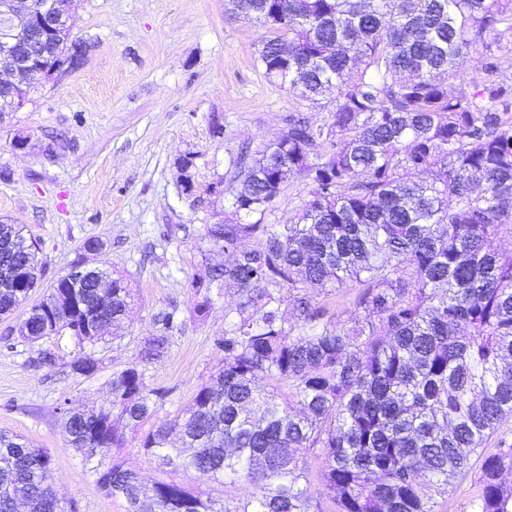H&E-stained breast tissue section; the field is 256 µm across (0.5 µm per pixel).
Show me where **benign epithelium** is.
<instances>
[{
	"instance_id": "1",
	"label": "benign epithelium",
	"mask_w": 512,
	"mask_h": 512,
	"mask_svg": "<svg viewBox=\"0 0 512 512\" xmlns=\"http://www.w3.org/2000/svg\"><path fill=\"white\" fill-rule=\"evenodd\" d=\"M19 0H0V67L5 68L10 85L33 87L59 72V68L35 65L20 52V45L37 41L47 46L49 56H67L72 52L73 29L70 10L65 0H27L24 8Z\"/></svg>"
}]
</instances>
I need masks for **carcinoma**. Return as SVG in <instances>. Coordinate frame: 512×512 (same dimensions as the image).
<instances>
[{
    "instance_id": "cac0c4a2",
    "label": "carcinoma",
    "mask_w": 512,
    "mask_h": 512,
    "mask_svg": "<svg viewBox=\"0 0 512 512\" xmlns=\"http://www.w3.org/2000/svg\"><path fill=\"white\" fill-rule=\"evenodd\" d=\"M228 2L276 33L258 51L268 76L299 100L334 95L331 122L289 119L224 188L232 216L204 226L206 252L231 260L189 282L193 311L209 313L216 281L240 296L217 340L224 366L147 429L165 393L140 366L170 341L149 337L109 404L67 412L70 444L86 461L101 449L91 472L124 512H325V500L330 512H436L434 492L512 415V250L499 245L512 223V83L497 78L512 0ZM474 53L481 67L466 77ZM296 176L313 185L296 220L248 221ZM254 237L258 248L245 244ZM38 254L20 225L0 224V315L27 306L19 338L69 337L72 371L90 376L134 289L121 276L107 288L58 278L33 302ZM349 281L361 286L356 329L311 295ZM130 434L162 474L149 488L112 453ZM51 463L49 449L1 430L0 512H78L47 483ZM509 474L512 448L484 457L473 512H512ZM217 485L246 492L222 497Z\"/></svg>"
}]
</instances>
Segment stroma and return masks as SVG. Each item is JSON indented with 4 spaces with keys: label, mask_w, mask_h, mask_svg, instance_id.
Here are the masks:
<instances>
[{
    "label": "stroma",
    "mask_w": 512,
    "mask_h": 512,
    "mask_svg": "<svg viewBox=\"0 0 512 512\" xmlns=\"http://www.w3.org/2000/svg\"><path fill=\"white\" fill-rule=\"evenodd\" d=\"M73 15L74 37L90 44L85 58L31 89L23 110L0 114V224L23 225L36 239L44 270L36 296L81 260L126 278L136 299L122 337L98 347L90 376L72 371L69 338L27 343L17 333L23 311L0 317V429L51 450V479L79 512H123L70 447L65 413L110 400L113 376L163 330L165 311L175 313L169 350L143 368L147 387L168 393L151 425L177 415L222 366L217 340L240 300L236 288L212 287L204 320L190 312L189 283L205 272L202 229L231 212L212 188L235 182L241 147L257 152L296 113L328 122L335 103L297 100L269 78L258 51L270 30L232 14L228 0H73ZM216 123L223 137L213 136ZM312 190L290 179L265 222L294 221ZM90 239L102 250L86 251ZM357 291L351 283L316 300L351 328L364 316ZM42 348L55 352V367L33 366ZM480 465L472 458L454 491L438 496V512H472Z\"/></svg>",
    "instance_id": "stroma-1"
}]
</instances>
